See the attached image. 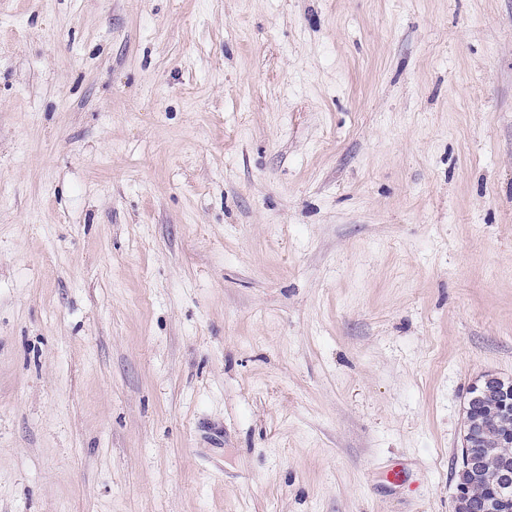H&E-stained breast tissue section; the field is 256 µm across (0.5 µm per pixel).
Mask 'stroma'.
I'll list each match as a JSON object with an SVG mask.
<instances>
[{
    "label": "stroma",
    "mask_w": 512,
    "mask_h": 512,
    "mask_svg": "<svg viewBox=\"0 0 512 512\" xmlns=\"http://www.w3.org/2000/svg\"><path fill=\"white\" fill-rule=\"evenodd\" d=\"M487 373L512 0H0V512H453Z\"/></svg>",
    "instance_id": "obj_1"
}]
</instances>
